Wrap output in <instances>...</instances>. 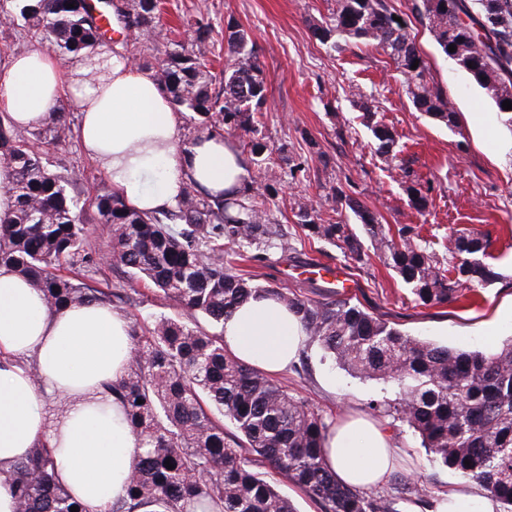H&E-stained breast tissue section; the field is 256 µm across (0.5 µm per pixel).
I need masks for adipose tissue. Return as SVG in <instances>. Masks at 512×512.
Wrapping results in <instances>:
<instances>
[{"label": "adipose tissue", "mask_w": 512, "mask_h": 512, "mask_svg": "<svg viewBox=\"0 0 512 512\" xmlns=\"http://www.w3.org/2000/svg\"><path fill=\"white\" fill-rule=\"evenodd\" d=\"M67 99L81 112L84 152L139 211L175 207L189 181L214 196L238 193L245 183L247 163L230 140L202 134L180 144V115L154 71L120 52L99 49L89 66L67 72L49 52L32 50L0 73V108L16 126L44 124ZM129 331V321L109 307L48 309L15 269L0 265V512H15L12 466L41 439L61 484L88 512H111L125 495L135 436L105 386L129 370ZM305 340L299 316L264 294L224 321L228 353L270 375L285 372ZM50 393L71 401L51 430L44 415ZM324 455L339 482L369 489L385 480L394 449L372 421L349 416L329 428Z\"/></svg>", "instance_id": "obj_1"}]
</instances>
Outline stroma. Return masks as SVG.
Returning a JSON list of instances; mask_svg holds the SVG:
<instances>
[{"mask_svg":"<svg viewBox=\"0 0 512 512\" xmlns=\"http://www.w3.org/2000/svg\"><path fill=\"white\" fill-rule=\"evenodd\" d=\"M335 7V0H169L162 16L170 38L188 49L195 46L188 20L205 16L212 26L218 71L227 62V21L240 24L262 49L268 92L257 136L272 149L273 161L262 166L248 163L247 172L249 180L278 188L269 218L289 229L292 252L268 250L251 262V271L258 283L293 289L309 280L298 270L302 262L340 266L353 273L354 260L340 250L309 243L292 233L302 205L355 224L339 197L340 191L350 189L377 212L381 224L393 230L403 224L421 226L427 242H449L460 230L487 235V260L502 274L498 282L468 294L463 302L426 307L413 300L407 286L372 248L363 272L356 275L354 301L421 339L460 349L496 348L512 337V318L503 314L512 302V158L493 155L462 118L466 112L494 113L496 106L466 72L440 54L427 29L415 21L411 32L430 76L461 115L452 129L435 123L416 111L403 76L380 49L343 38L335 51L313 38L312 24L328 18ZM367 109L397 132V165L386 166L377 155L372 133L362 119ZM49 155L55 165L78 174L86 193L107 181L78 140L50 148ZM298 163L303 164L304 173H293ZM415 181L433 186V203L423 216L408 201L406 188ZM89 283L120 288L136 298V306L127 310L128 320L147 323L178 313L172 302L132 278L125 268L99 265ZM304 363V370H288L276 382L289 393L303 396L326 424L350 414H369L371 402L393 397L390 387L351 377L323 358L319 348L306 349ZM377 423L389 433L397 457L393 471L376 492L398 495L399 512H437L443 495L453 492L483 494L477 482L433 463L418 437L400 422L381 417ZM412 476L426 492L424 501L399 494Z\"/></svg>","mask_w":512,"mask_h":512,"instance_id":"obj_1","label":"stroma"}]
</instances>
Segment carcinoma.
Returning <instances> with one entry per match:
<instances>
[{
    "label": "carcinoma",
    "mask_w": 512,
    "mask_h": 512,
    "mask_svg": "<svg viewBox=\"0 0 512 512\" xmlns=\"http://www.w3.org/2000/svg\"><path fill=\"white\" fill-rule=\"evenodd\" d=\"M74 7L69 8L67 4ZM411 12L440 52L481 88L497 108L512 101V0H412ZM0 13L20 21L17 34L38 38L78 62L92 57L106 31L80 0H0ZM122 33L137 40L160 26V0H125ZM385 0H336L327 20L312 25L321 44L338 48L346 36L380 48L404 77L414 108L448 128L457 112L408 31ZM195 48L169 40L164 57L143 66L155 72L171 104L204 119L208 132H241L254 160L270 159L257 134L266 101L259 48L241 26L227 21L224 53L229 63L213 71L211 24L192 21ZM456 51H449V45ZM416 69H411L413 63ZM363 113L386 164L397 159L393 128ZM71 133L60 107L41 128H19L0 116V164L9 170L15 208L0 219V264H9L40 291L49 308L94 301L111 308L116 292L70 275L92 272L101 262L120 265L157 289L183 312L131 325L133 356L126 377L107 385L121 400L136 437L133 474L126 496L111 512H296L255 468L274 469L317 502L321 512H398L396 499L369 495L339 483L324 462L327 425L305 399L288 393L260 369L224 349V319L256 293L293 309L306 330V346L320 348L359 379L389 385L395 398L370 409L411 429L439 466L477 481L512 510V337L486 350L448 348L423 341L366 311L350 298L303 297L287 287L260 285L236 267L256 253L286 249L288 232L267 223L271 184L247 183L228 198L184 187L173 209L142 213L102 186L85 197L75 175L59 171L47 147ZM433 187H408L410 205L428 210ZM363 236L349 225L301 206L296 227L307 239L353 257L363 240L383 248L384 262L424 306L460 300V286L491 285L499 272L485 261L488 239L454 236L444 263L423 244L417 228L403 225L387 238L384 225L358 198L341 193ZM94 212L111 231L108 253L87 248L85 220ZM234 431H226L225 423ZM171 460L174 468L165 467ZM470 464H465V461ZM16 512H70L83 501L58 480L54 459L41 442L13 466Z\"/></svg>",
    "instance_id": "carcinoma-1"
}]
</instances>
